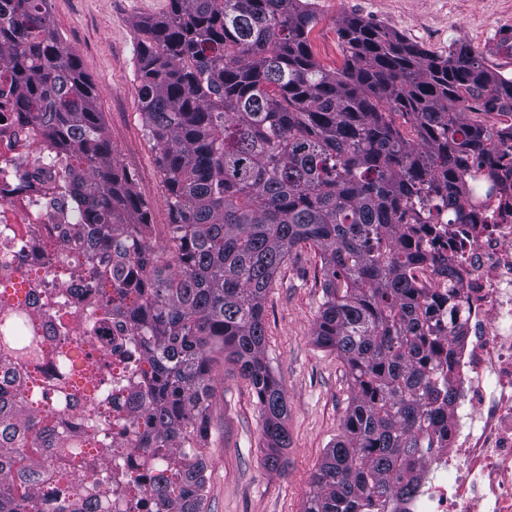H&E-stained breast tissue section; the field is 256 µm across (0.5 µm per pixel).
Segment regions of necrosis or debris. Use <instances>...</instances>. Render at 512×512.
<instances>
[{
    "label": "necrosis or debris",
    "mask_w": 512,
    "mask_h": 512,
    "mask_svg": "<svg viewBox=\"0 0 512 512\" xmlns=\"http://www.w3.org/2000/svg\"><path fill=\"white\" fill-rule=\"evenodd\" d=\"M20 90L0 62V238L22 225L61 223L49 206L50 172L59 162L17 113ZM486 156L469 158L473 191L466 223L447 209L425 213L439 235L425 238L428 256L419 281L439 291L454 287L455 304L436 302L432 323L447 336L456 398L429 451L413 459L415 497L398 512H512V208L489 194ZM447 258L453 279L440 277L435 258Z\"/></svg>",
    "instance_id": "4bbe7bcc"
}]
</instances>
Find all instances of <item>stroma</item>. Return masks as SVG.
<instances>
[{
    "instance_id": "obj_1",
    "label": "stroma",
    "mask_w": 512,
    "mask_h": 512,
    "mask_svg": "<svg viewBox=\"0 0 512 512\" xmlns=\"http://www.w3.org/2000/svg\"><path fill=\"white\" fill-rule=\"evenodd\" d=\"M168 8L169 0H52L50 16L52 29L93 84L112 149L151 208L160 250L168 238V212L155 151L139 116L134 23L162 16ZM315 9L318 21L310 41L330 70L343 62L336 24L356 15L439 56L458 45L473 47L484 53L489 67L512 74V60L494 49L503 30H512V0H315ZM322 282L317 250L302 243L289 253L266 297L265 355L288 405L285 469L263 464L261 417L249 381L232 362L215 367L204 512H303L313 476L342 431L353 393L336 351L314 342Z\"/></svg>"
}]
</instances>
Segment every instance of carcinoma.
<instances>
[{
  "label": "carcinoma",
  "instance_id": "cac0c4a2",
  "mask_svg": "<svg viewBox=\"0 0 512 512\" xmlns=\"http://www.w3.org/2000/svg\"><path fill=\"white\" fill-rule=\"evenodd\" d=\"M0 57L21 108L61 154L56 190L80 223L53 241L63 287L88 316L0 280V512H204L213 387L224 361L249 380L264 465L290 444L285 392L267 361L264 311L291 249L318 250L315 342L346 365L353 397L304 512H385L417 490L408 460L444 418L433 382L448 337L413 271L423 238L404 216L438 195L467 199L463 160L504 142L483 114L512 103V76L460 46L437 56L361 17L337 33L344 61L315 59L311 0H169L134 23L142 128L169 214L168 246L120 166L93 86L50 23L51 0H9ZM489 192L512 193L489 164ZM134 340L112 349V332ZM125 460L112 466V449ZM49 509L42 510L43 503Z\"/></svg>",
  "mask_w": 512,
  "mask_h": 512
}]
</instances>
